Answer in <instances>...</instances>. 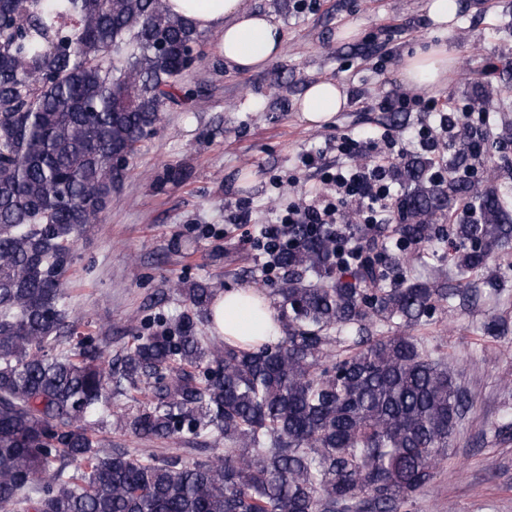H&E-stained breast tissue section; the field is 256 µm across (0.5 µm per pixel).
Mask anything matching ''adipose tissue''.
I'll use <instances>...</instances> for the list:
<instances>
[{
	"mask_svg": "<svg viewBox=\"0 0 512 512\" xmlns=\"http://www.w3.org/2000/svg\"><path fill=\"white\" fill-rule=\"evenodd\" d=\"M172 10L192 20L198 29L221 32L219 50L226 64L237 71L264 68L275 59L283 42L279 25L245 0H169ZM455 60L446 45H436L409 56L402 67L403 83L425 90L447 81ZM347 103L342 84L323 80L309 85L300 101L302 117L309 123L329 122ZM214 329L226 340L255 344L277 335L278 318L266 296L256 290H228L213 308Z\"/></svg>",
	"mask_w": 512,
	"mask_h": 512,
	"instance_id": "ef3b65f1",
	"label": "adipose tissue"
}]
</instances>
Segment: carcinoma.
Wrapping results in <instances>:
<instances>
[{"label": "carcinoma", "instance_id": "carcinoma-1", "mask_svg": "<svg viewBox=\"0 0 512 512\" xmlns=\"http://www.w3.org/2000/svg\"><path fill=\"white\" fill-rule=\"evenodd\" d=\"M201 33L167 0H0V512H400L427 492L473 398L457 369L404 332L481 296L477 272L512 244V183L489 131L483 150L431 174L400 162L392 236L349 225L362 247L341 266L331 229L290 228L273 307L286 336L243 347L202 334L217 289H181L186 306L117 360L78 334L65 288L73 247L95 230L129 160L180 77L202 59ZM485 85L468 111L506 101ZM486 172L467 177L470 161ZM474 220L444 228L463 208ZM454 240L448 270L408 279L426 247ZM402 328L372 336L369 326ZM77 336L70 348L60 338ZM138 392L133 410L120 400ZM112 422L144 443L224 446L186 461L112 446Z\"/></svg>", "mask_w": 512, "mask_h": 512}]
</instances>
